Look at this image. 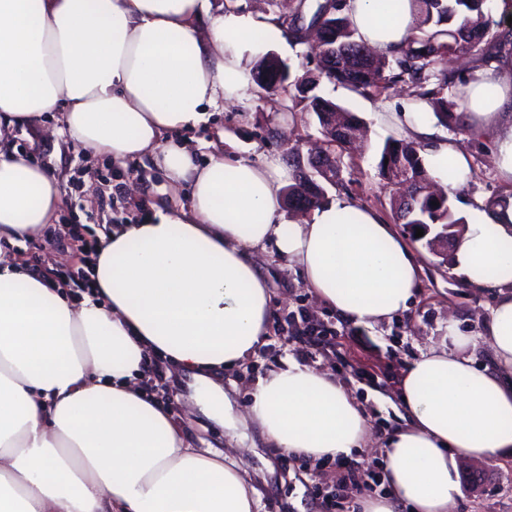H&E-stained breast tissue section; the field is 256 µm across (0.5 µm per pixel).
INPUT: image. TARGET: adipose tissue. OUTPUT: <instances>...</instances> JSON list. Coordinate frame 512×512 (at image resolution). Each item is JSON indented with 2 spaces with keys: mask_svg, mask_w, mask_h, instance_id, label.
<instances>
[{
  "mask_svg": "<svg viewBox=\"0 0 512 512\" xmlns=\"http://www.w3.org/2000/svg\"><path fill=\"white\" fill-rule=\"evenodd\" d=\"M348 0L375 51L391 54L413 27L408 0ZM269 18L212 13L210 0H0V143L51 129L60 113L88 159L149 160L189 203L101 233L91 291L23 272L0 250V512H258L259 492L224 453L193 446L184 423L149 396V358L191 372L198 411L225 429H255L270 447L314 461L367 447L370 430L348 389L289 360L257 378L243 412L214 380L265 343L270 296L257 250L275 246L307 288L345 319L372 325L409 307L422 266L407 239L343 196L284 223L289 174L278 159L194 160L172 132L209 107L243 99ZM467 124L489 135L512 185V58L466 75ZM404 138L449 192L471 181L469 159L427 108ZM60 181L18 150H0V242L52 223ZM453 270L496 290L476 333L449 321L402 374L405 425L380 446L384 495L361 512H452L459 464L512 458V197L474 199ZM487 352L478 362V352Z\"/></svg>",
  "mask_w": 512,
  "mask_h": 512,
  "instance_id": "adipose-tissue-1",
  "label": "adipose tissue"
}]
</instances>
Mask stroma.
<instances>
[{
	"mask_svg": "<svg viewBox=\"0 0 512 512\" xmlns=\"http://www.w3.org/2000/svg\"><path fill=\"white\" fill-rule=\"evenodd\" d=\"M315 93L350 108L365 122L368 141L345 158L341 177L348 187L349 200L391 221V191L378 175V149L387 137L398 136L399 129L378 121L375 113L381 110L401 115L412 111L415 100L411 88L400 85L369 99L324 80ZM283 129L303 142L322 137L314 113L282 112L279 99L260 97L258 88L253 87L242 102L211 109L207 122L183 131L180 138L194 148L201 161L206 160L214 144L225 140L233 144L236 158L260 163L273 155L290 170L294 167L292 156L276 137ZM455 140L475 170L471 184L460 195V205H467L475 197L485 200L512 194V187L497 176L489 136L459 134ZM11 142L58 175L65 190V204L54 222L35 238L13 246L12 251L31 271L47 270L55 279L68 280L76 294L88 286L83 278L90 263L86 242L106 228L137 223L152 208H173L186 200L185 194L172 193L161 172L146 160L118 167L104 158H86L67 137L55 143L36 142L31 131L22 129L14 131ZM412 249L423 265L415 297L405 312L372 326L338 315L306 288L300 271L289 268L275 248L258 251L255 260L270 293L271 328L266 344L253 359L224 374L225 385L235 389L238 406L246 405L247 393L259 376L295 358L326 370L348 387L370 425L374 441H382L401 426L403 410L397 385L406 366L426 344L440 340L448 318H455L462 332H474L478 314L491 306L495 295L494 290L462 282L451 264L430 252L424 243H413ZM302 311L332 328V346L324 354L297 355L295 343L288 340L289 320ZM149 386L165 391L164 405L175 418L187 422L195 447L241 459L261 492L259 512H326L317 489L330 481L335 464H320L261 446L254 432L244 443L230 439L221 427L194 415L192 405L183 402V395L189 391L187 381L175 383L154 374ZM460 483L462 498L457 512H512V462H465Z\"/></svg>",
	"mask_w": 512,
	"mask_h": 512,
	"instance_id": "stroma-1",
	"label": "stroma"
}]
</instances>
